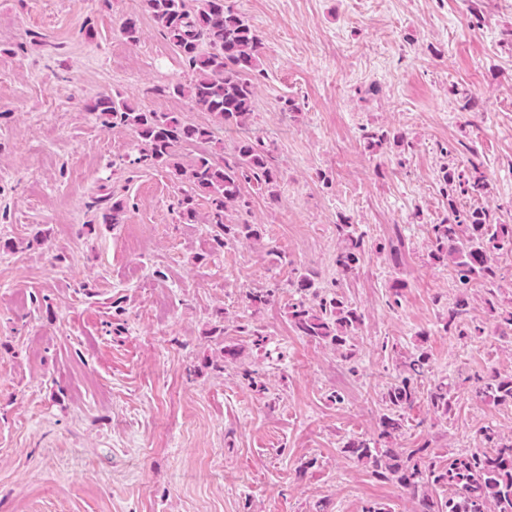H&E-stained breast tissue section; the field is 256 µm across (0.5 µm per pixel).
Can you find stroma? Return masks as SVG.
Masks as SVG:
<instances>
[{
    "label": "stroma",
    "instance_id": "1",
    "mask_svg": "<svg viewBox=\"0 0 512 512\" xmlns=\"http://www.w3.org/2000/svg\"><path fill=\"white\" fill-rule=\"evenodd\" d=\"M233 4L264 44L244 127L167 93L194 73L144 0H0V512H401L418 499L349 440L444 463L482 448V428L512 438V405L471 393L476 376H512V332L432 260L430 233L463 160L485 176L472 207L512 224V0ZM129 16L134 43L118 33ZM102 93L212 125L227 156L260 138L280 178L245 185L249 211L225 216L260 241L217 243L202 199L180 219L186 183L87 111ZM374 130L389 139L370 149ZM111 193L124 223L101 221ZM345 217L369 244L401 241V261L373 252L338 280ZM302 274L363 313L350 359L292 328ZM461 298L482 334L446 330ZM401 350L425 353L455 401H420L382 439Z\"/></svg>",
    "mask_w": 512,
    "mask_h": 512
}]
</instances>
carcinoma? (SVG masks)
Masks as SVG:
<instances>
[{
  "mask_svg": "<svg viewBox=\"0 0 512 512\" xmlns=\"http://www.w3.org/2000/svg\"><path fill=\"white\" fill-rule=\"evenodd\" d=\"M147 11L155 24L194 71L188 84H173L168 93L186 97L193 106L208 113L222 125L241 126L254 111L253 76L260 66L263 43L230 3V0H145ZM107 126L132 128L141 142L137 162L168 170L185 180L189 191L178 201L179 215L193 222L197 218V201L209 204V223L230 237L257 238L259 232L251 224L224 222L225 210L243 202V183L268 188L277 182L279 173L273 167L261 142L251 137L241 139L232 158L219 157L204 149H193L211 140V130L191 123L175 112H151L131 107L118 95L101 94L89 105ZM448 187L467 195L483 188V176H468L465 169H448ZM125 216L121 199L114 198L102 213L105 224H120ZM344 246L336 255L341 277L352 274L372 252L363 235L355 234L351 225L340 224ZM436 250L433 259H449L456 278L463 285L477 282L485 287L486 303L500 310L504 329L512 331V305L505 307L497 298V256L512 251V224L490 221L482 209H460L455 200H448V218L431 226ZM296 288L312 294L316 304H297L289 312L296 332L313 340L323 341L341 356H351L350 341L362 322L357 308L339 296L328 297L314 287L307 276L296 281ZM460 310L448 309V329L464 338L481 332L478 326L459 321ZM427 356L420 353L404 355L405 370L388 388L385 401L388 413L380 420L381 437L402 433L407 423V410L421 397L446 414L452 395L448 385L439 383L423 393L418 377L424 373ZM476 396L498 404H512V377H488ZM486 447L480 451L448 458L445 465L427 460L420 449L370 446L366 439L348 443L349 455L364 462L371 473L382 481H394L416 497L425 486H438L448 495L421 496V512H512V441H503L494 433H483Z\"/></svg>",
  "mask_w": 512,
  "mask_h": 512,
  "instance_id": "1",
  "label": "carcinoma"
}]
</instances>
